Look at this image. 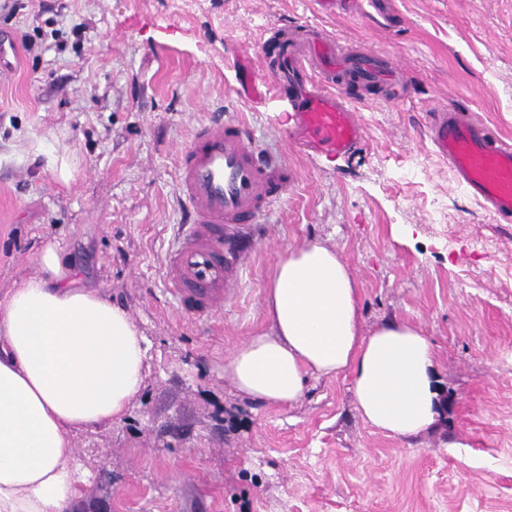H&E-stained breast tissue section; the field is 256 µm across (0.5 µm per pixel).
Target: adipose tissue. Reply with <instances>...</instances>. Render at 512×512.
<instances>
[{"label": "adipose tissue", "instance_id": "adipose-tissue-1", "mask_svg": "<svg viewBox=\"0 0 512 512\" xmlns=\"http://www.w3.org/2000/svg\"><path fill=\"white\" fill-rule=\"evenodd\" d=\"M35 263L0 295V512H72L89 482L71 436L125 416L149 346L124 307L77 285L58 243L44 242ZM266 315L269 330L224 364L242 394L289 405L308 377L345 374L371 426L400 438L435 427L431 341L398 320L363 332L357 281L333 246L309 241L276 261Z\"/></svg>", "mask_w": 512, "mask_h": 512}]
</instances>
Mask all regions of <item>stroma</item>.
<instances>
[{"label":"stroma","instance_id":"35a3bbf8","mask_svg":"<svg viewBox=\"0 0 512 512\" xmlns=\"http://www.w3.org/2000/svg\"><path fill=\"white\" fill-rule=\"evenodd\" d=\"M0 0V36L26 40L0 75V291L56 239L80 283L127 309L150 343L120 423L73 434L92 491L74 512H512V223L457 185L425 127L467 101L512 139V0H385L325 15L315 0ZM325 26L344 52L393 55L411 88L394 105L356 91L366 141L305 155L292 103L237 98L241 60L273 31ZM238 116L296 172L249 236L242 278L211 319L163 279L184 220L179 156L195 127ZM67 151L62 183L48 148ZM336 247L360 288L362 330L396 318L433 342L437 427L404 439L366 424L348 377L310 378L294 404L239 394L227 358L267 328L279 255Z\"/></svg>","mask_w":512,"mask_h":512}]
</instances>
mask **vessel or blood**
<instances>
[{
	"label": "vessel or blood",
	"instance_id": "vessel-or-blood-1",
	"mask_svg": "<svg viewBox=\"0 0 512 512\" xmlns=\"http://www.w3.org/2000/svg\"><path fill=\"white\" fill-rule=\"evenodd\" d=\"M265 69L246 68L242 97L257 98L267 77L293 103L291 136L310 153L347 155L366 130L345 86H388L398 61L366 48L347 56L323 27L276 31L262 48ZM429 134L456 182L496 221H512V142L491 133L469 108H432ZM294 180L285 158H268L236 117L202 122L181 155L177 194L192 221L180 225L163 278L180 310L208 316L241 277L239 243L249 228L280 203Z\"/></svg>",
	"mask_w": 512,
	"mask_h": 512
}]
</instances>
